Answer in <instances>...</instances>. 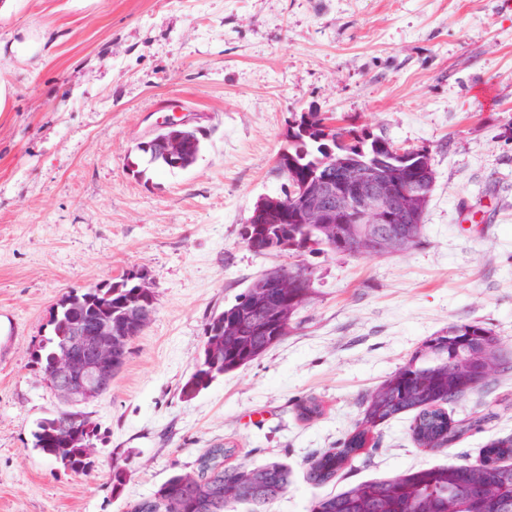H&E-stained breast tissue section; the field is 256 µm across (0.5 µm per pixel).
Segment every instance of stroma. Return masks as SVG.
<instances>
[{
	"label": "stroma",
	"instance_id": "35a3bbf8",
	"mask_svg": "<svg viewBox=\"0 0 512 512\" xmlns=\"http://www.w3.org/2000/svg\"><path fill=\"white\" fill-rule=\"evenodd\" d=\"M0 512H126L216 444L229 464L278 460L270 512L375 478L475 461L512 435V370L449 405L482 417L441 453L411 415L383 426L354 469L316 486L317 452L430 336L478 321L512 360V0H0ZM320 112L427 149L435 184L423 242L398 255L257 253L243 230L289 186L276 167L294 118ZM172 115L202 142L185 169L138 145ZM304 261L311 299L288 336L194 398L180 394L209 317L263 271ZM145 272L150 324L82 405L95 468L34 446L62 402L32 353L70 289ZM315 398L305 421L299 400ZM129 476L108 482L115 458Z\"/></svg>",
	"mask_w": 512,
	"mask_h": 512
}]
</instances>
